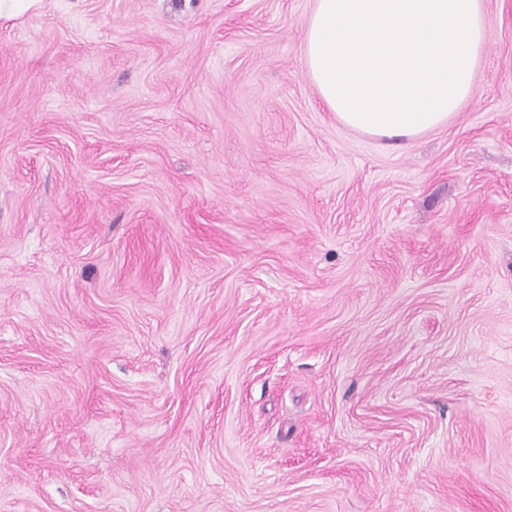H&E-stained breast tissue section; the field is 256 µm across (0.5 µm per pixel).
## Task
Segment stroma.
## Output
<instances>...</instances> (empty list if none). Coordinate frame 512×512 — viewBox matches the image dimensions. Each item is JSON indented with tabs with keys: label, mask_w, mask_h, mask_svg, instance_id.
Listing matches in <instances>:
<instances>
[{
	"label": "stroma",
	"mask_w": 512,
	"mask_h": 512,
	"mask_svg": "<svg viewBox=\"0 0 512 512\" xmlns=\"http://www.w3.org/2000/svg\"><path fill=\"white\" fill-rule=\"evenodd\" d=\"M314 3L0 20V512H512V0L414 139Z\"/></svg>",
	"instance_id": "35a3bbf8"
}]
</instances>
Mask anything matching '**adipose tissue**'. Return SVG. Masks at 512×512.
I'll return each instance as SVG.
<instances>
[{
	"instance_id": "obj_1",
	"label": "adipose tissue",
	"mask_w": 512,
	"mask_h": 512,
	"mask_svg": "<svg viewBox=\"0 0 512 512\" xmlns=\"http://www.w3.org/2000/svg\"><path fill=\"white\" fill-rule=\"evenodd\" d=\"M481 0H315L305 65L326 108L372 136L415 138L475 94Z\"/></svg>"
}]
</instances>
